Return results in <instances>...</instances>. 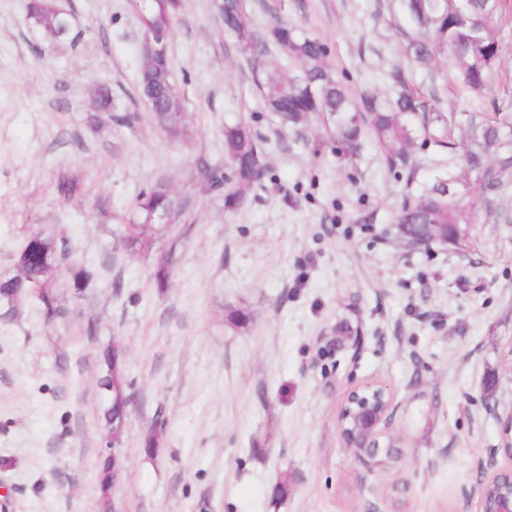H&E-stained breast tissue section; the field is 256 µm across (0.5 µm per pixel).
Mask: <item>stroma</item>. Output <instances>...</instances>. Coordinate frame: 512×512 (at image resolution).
Returning a JSON list of instances; mask_svg holds the SVG:
<instances>
[{"instance_id": "stroma-1", "label": "stroma", "mask_w": 512, "mask_h": 512, "mask_svg": "<svg viewBox=\"0 0 512 512\" xmlns=\"http://www.w3.org/2000/svg\"><path fill=\"white\" fill-rule=\"evenodd\" d=\"M59 3L71 35L52 45L27 0H0V271L36 234L68 255L44 282L65 315L30 298L0 322V512H479L481 482L512 466L499 451L512 414V224L471 225L462 249L406 247L392 225L459 166L467 116L496 114L512 132V0L499 2L502 54L480 94L454 84L452 67L411 60L396 0H245L257 31L281 19L320 38L351 94L394 95L398 68L438 98L453 145L416 144L410 179L372 144L349 158L317 125L281 126L212 0H183L169 42L185 115L175 138L134 91L133 0ZM98 86L117 121L94 120ZM235 119L269 172L228 212L197 165L230 177ZM160 178L187 205L130 258V206ZM65 180L74 195L60 193ZM116 343L132 399L113 449L98 381ZM368 381L393 399L399 448L381 465L345 448L337 426L347 392Z\"/></svg>"}]
</instances>
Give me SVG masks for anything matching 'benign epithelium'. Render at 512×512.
I'll return each instance as SVG.
<instances>
[{"label":"benign epithelium","mask_w":512,"mask_h":512,"mask_svg":"<svg viewBox=\"0 0 512 512\" xmlns=\"http://www.w3.org/2000/svg\"><path fill=\"white\" fill-rule=\"evenodd\" d=\"M119 350L112 349V446L121 442L126 405L125 385L118 371ZM392 398L386 388L366 383L351 389L338 414V429L345 447L356 456L376 458L380 453L381 427L390 420ZM481 512H512V467L498 469L481 483Z\"/></svg>","instance_id":"benign-epithelium-1"}]
</instances>
